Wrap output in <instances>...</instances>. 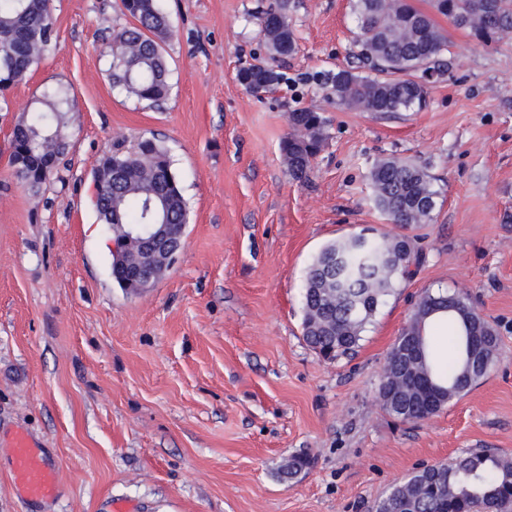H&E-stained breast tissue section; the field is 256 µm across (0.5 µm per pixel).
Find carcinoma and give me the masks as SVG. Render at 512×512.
Segmentation results:
<instances>
[{"label": "carcinoma", "mask_w": 512, "mask_h": 512, "mask_svg": "<svg viewBox=\"0 0 512 512\" xmlns=\"http://www.w3.org/2000/svg\"><path fill=\"white\" fill-rule=\"evenodd\" d=\"M351 0L356 29L355 57L368 69L353 67L323 74L336 105L380 114L409 112L427 104L428 87L418 75L448 71V34L435 16L469 31L485 45L512 33V0ZM132 23L112 34V86L157 105L169 91L164 45L171 36L168 15L158 0H122ZM291 0L275 3L258 18L274 61L293 55L296 38L290 23ZM53 32L51 0H0V89L24 82L46 51ZM275 67L252 65L240 75L254 94L279 83ZM69 93L52 88L31 115L14 128L13 150L28 154V164L15 168L30 189L46 183L64 144ZM292 133L281 144L290 176L308 178L313 159L327 139V121L317 111L296 108L289 113ZM121 163L120 179H94L100 221L112 225V237L125 224H149L148 207L164 198L175 233L184 235L186 201L167 150L154 139L140 140L130 152H114L107 161ZM374 202L389 223L401 229L427 223L437 205L434 178L416 162L396 157L377 159L369 172ZM421 260L414 239L368 229L363 245L350 249L346 238L327 243L305 271L302 335L327 360L347 356L358 347L396 283L414 274ZM437 313L457 327L451 340L454 358L444 368L428 351L426 326ZM495 329L467 301L451 294L426 293L391 348L382 370L378 396L384 409L402 422L425 420L482 379L497 359ZM303 453L292 454L278 474L291 481L308 469ZM512 509V458L494 448L472 451L447 463L426 466L396 484L376 504V512H509Z\"/></svg>", "instance_id": "cac0c4a2"}]
</instances>
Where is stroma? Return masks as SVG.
I'll return each mask as SVG.
<instances>
[{"label": "stroma", "mask_w": 512, "mask_h": 512, "mask_svg": "<svg viewBox=\"0 0 512 512\" xmlns=\"http://www.w3.org/2000/svg\"><path fill=\"white\" fill-rule=\"evenodd\" d=\"M272 0H161L171 89L152 105L113 88L106 46L121 0H52V45L0 92V512H373L423 466L478 448L512 455V38L448 33L450 69L426 108L336 107L320 73L353 64L350 0H292L283 81L255 95L241 66L269 60ZM71 98L64 159L39 191L9 162L12 132L46 87ZM321 112L308 179L280 150L288 114ZM156 138L188 207L183 246L152 288L113 280L92 204L101 158ZM383 156L427 168L439 192L411 231L422 255L355 353L321 360L302 336L304 271L330 241L387 231L369 181ZM460 292L493 326L499 359L434 416L403 423L378 398L389 351L425 292ZM27 433L57 469L47 500L12 479ZM293 453L312 467L284 482Z\"/></svg>", "instance_id": "stroma-1"}]
</instances>
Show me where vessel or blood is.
Masks as SVG:
<instances>
[{
  "instance_id": "b4317fda",
  "label": "vessel or blood",
  "mask_w": 512,
  "mask_h": 512,
  "mask_svg": "<svg viewBox=\"0 0 512 512\" xmlns=\"http://www.w3.org/2000/svg\"><path fill=\"white\" fill-rule=\"evenodd\" d=\"M12 473L16 486L31 500L51 498L56 490V470L43 459L22 432L13 440Z\"/></svg>"
}]
</instances>
